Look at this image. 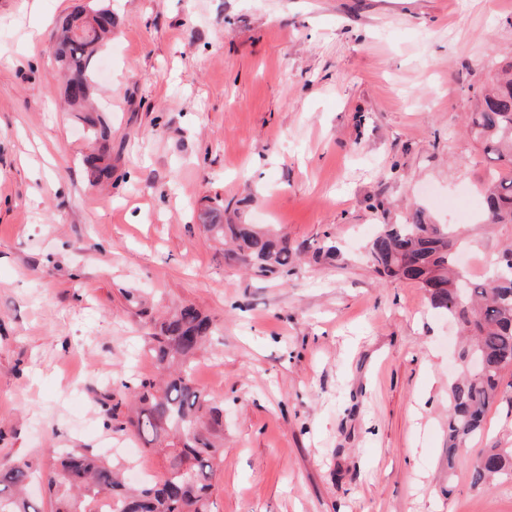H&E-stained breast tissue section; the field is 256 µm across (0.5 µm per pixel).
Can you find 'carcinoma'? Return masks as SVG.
Masks as SVG:
<instances>
[{
	"mask_svg": "<svg viewBox=\"0 0 512 512\" xmlns=\"http://www.w3.org/2000/svg\"><path fill=\"white\" fill-rule=\"evenodd\" d=\"M112 9L91 6L62 23L57 61L67 83L69 103L83 108L94 90V63L112 33ZM466 132L496 155L502 168L485 180V223L512 224V72L481 88L477 105L465 117ZM203 229L218 239L230 237L227 258L258 277L288 275L295 249L282 234L252 224H222L212 218ZM462 244L450 227L432 224L424 210L409 211L402 224H387L372 239L369 259L381 275L416 282L430 305L455 319L472 344L459 360L480 365L450 388L448 466L461 444L482 428L501 391L502 373L512 368V247L492 263L491 275L471 280L453 269ZM209 319L192 305H182L144 337L156 366L153 377L133 375L121 382L135 406L134 415L115 430L150 446L166 441L171 450L166 472L139 488L126 485L123 474L102 455L73 448L54 454L47 474L53 512H96L102 496L110 512H210L215 460L224 458V406L192 378V362L207 337ZM36 468L28 460L0 461V512H41L26 496ZM512 481V448L485 449L471 468V485Z\"/></svg>",
	"mask_w": 512,
	"mask_h": 512,
	"instance_id": "carcinoma-1",
	"label": "carcinoma"
}]
</instances>
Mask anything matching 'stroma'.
Wrapping results in <instances>:
<instances>
[{"label":"stroma","mask_w":512,"mask_h":512,"mask_svg":"<svg viewBox=\"0 0 512 512\" xmlns=\"http://www.w3.org/2000/svg\"><path fill=\"white\" fill-rule=\"evenodd\" d=\"M91 2L0 0V460L131 447L162 472L100 400L154 375L150 315L192 304L216 327L194 377L224 404L213 512H512V483L470 482L512 448V406L449 464L458 327L368 260L413 206L458 225L471 277L512 242L481 222L491 162L462 126L512 60V0H110L101 180L54 57ZM207 211L287 234L293 274L227 261ZM494 480L512 481V448H487L472 465L473 487L487 488Z\"/></svg>","instance_id":"stroma-1"}]
</instances>
